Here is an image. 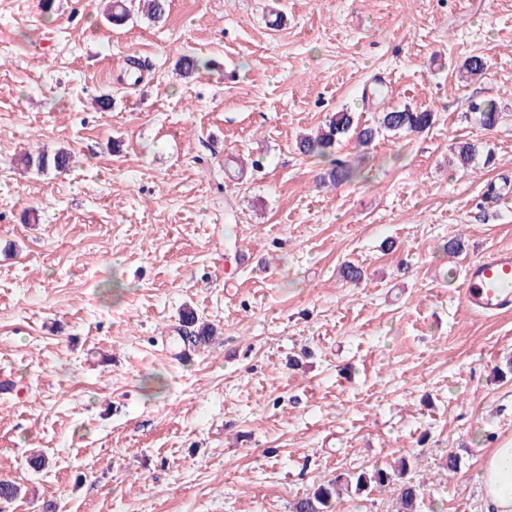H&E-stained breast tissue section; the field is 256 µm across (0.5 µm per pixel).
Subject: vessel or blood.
Listing matches in <instances>:
<instances>
[{
    "label": "vessel or blood",
    "mask_w": 512,
    "mask_h": 512,
    "mask_svg": "<svg viewBox=\"0 0 512 512\" xmlns=\"http://www.w3.org/2000/svg\"><path fill=\"white\" fill-rule=\"evenodd\" d=\"M461 298L475 312L496 315L512 310V249L471 260L464 269Z\"/></svg>",
    "instance_id": "vessel-or-blood-1"
}]
</instances>
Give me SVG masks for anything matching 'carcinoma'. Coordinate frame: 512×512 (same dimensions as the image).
<instances>
[{
  "label": "carcinoma",
  "instance_id": "1",
  "mask_svg": "<svg viewBox=\"0 0 512 512\" xmlns=\"http://www.w3.org/2000/svg\"><path fill=\"white\" fill-rule=\"evenodd\" d=\"M168 0H112L108 20L114 25H123L141 14L153 22L161 21L167 13ZM180 75L193 78L200 69L207 66L197 56L191 53L182 54L176 62ZM486 62L480 55L468 57L462 65V73L467 77H475L485 70ZM473 109L479 112L480 122L487 128L494 127L500 119V112L492 101L473 104ZM433 112L429 109H413L409 107L393 108L381 113L378 126L353 127V117L349 112L336 113L326 125L314 136H304L299 141V150L307 156H327L331 149L344 137L353 133L358 146L366 148L383 132L393 134H412L421 132L431 126ZM479 152L478 144L464 140L457 146L456 160L458 164L467 166ZM72 156L65 149H59L51 154H24L20 158L26 169H34L44 173L48 170L66 171L71 164ZM357 177V168L351 161L340 158L330 160V167L320 177L324 185H341L353 181ZM409 468V460L400 459L394 469L375 468L372 470H341L336 476L319 485L313 491L297 499L292 505V512H330L333 497L346 487H355L356 491L365 489L394 488L399 504L398 512H419L420 503L424 497L423 486L405 479Z\"/></svg>",
  "mask_w": 512,
  "mask_h": 512
}]
</instances>
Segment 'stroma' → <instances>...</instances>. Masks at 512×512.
<instances>
[{
  "instance_id": "stroma-1",
  "label": "stroma",
  "mask_w": 512,
  "mask_h": 512,
  "mask_svg": "<svg viewBox=\"0 0 512 512\" xmlns=\"http://www.w3.org/2000/svg\"><path fill=\"white\" fill-rule=\"evenodd\" d=\"M106 4L0 0V479L24 490L6 512H291L402 456L422 512H486L512 315L470 312L460 284L512 248V0H171L121 29ZM186 52L208 70L180 79ZM472 55L484 75L459 80ZM404 105L431 127L344 139L358 179L317 187L328 161L299 135ZM59 148L66 172L18 162ZM186 309L215 336L173 356ZM397 508L377 489L333 506Z\"/></svg>"
}]
</instances>
